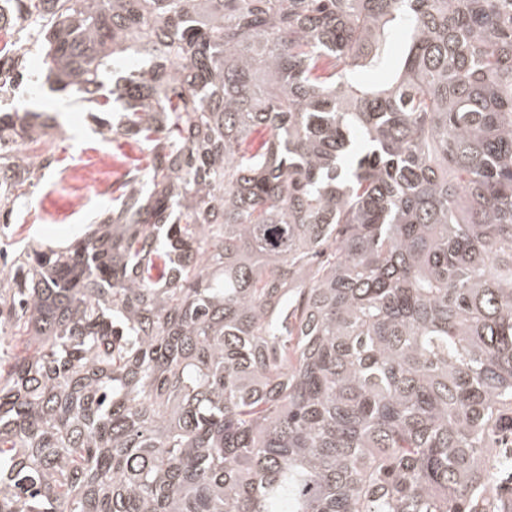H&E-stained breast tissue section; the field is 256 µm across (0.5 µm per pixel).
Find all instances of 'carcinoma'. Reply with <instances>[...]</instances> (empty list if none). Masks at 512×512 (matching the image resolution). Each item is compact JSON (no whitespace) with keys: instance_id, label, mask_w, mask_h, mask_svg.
I'll use <instances>...</instances> for the list:
<instances>
[{"instance_id":"carcinoma-1","label":"carcinoma","mask_w":512,"mask_h":512,"mask_svg":"<svg viewBox=\"0 0 512 512\" xmlns=\"http://www.w3.org/2000/svg\"><path fill=\"white\" fill-rule=\"evenodd\" d=\"M8 2L150 164L0 271V512H512V0Z\"/></svg>"}]
</instances>
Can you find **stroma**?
Segmentation results:
<instances>
[{"instance_id":"obj_1","label":"stroma","mask_w":512,"mask_h":512,"mask_svg":"<svg viewBox=\"0 0 512 512\" xmlns=\"http://www.w3.org/2000/svg\"><path fill=\"white\" fill-rule=\"evenodd\" d=\"M22 66L25 78L17 84L12 99L0 101V110L34 104L55 116L58 126L51 129L49 138L55 161L38 182L27 187L25 198L14 207L11 223H0V253L5 255L37 244L67 243L83 231L101 206L109 203V196L96 193L88 183L69 186L74 170L117 160L142 168L148 164V154L138 144L98 131L89 116V103L43 88L41 54L26 55Z\"/></svg>"}]
</instances>
